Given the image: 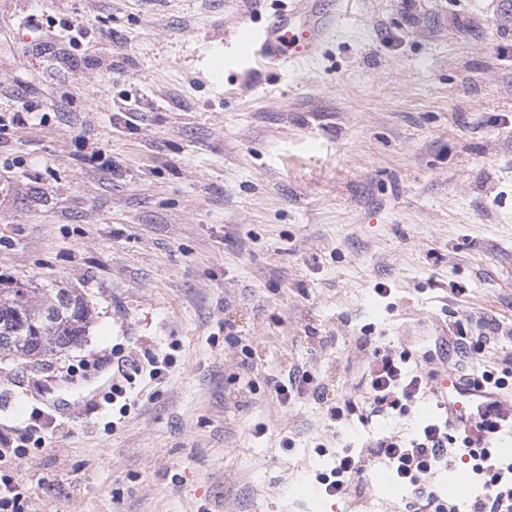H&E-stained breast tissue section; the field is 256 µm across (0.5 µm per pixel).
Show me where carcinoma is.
Segmentation results:
<instances>
[{
  "label": "carcinoma",
  "mask_w": 512,
  "mask_h": 512,
  "mask_svg": "<svg viewBox=\"0 0 512 512\" xmlns=\"http://www.w3.org/2000/svg\"><path fill=\"white\" fill-rule=\"evenodd\" d=\"M91 309L72 288L0 289V351L20 360L54 356L80 344Z\"/></svg>",
  "instance_id": "cac0c4a2"
}]
</instances>
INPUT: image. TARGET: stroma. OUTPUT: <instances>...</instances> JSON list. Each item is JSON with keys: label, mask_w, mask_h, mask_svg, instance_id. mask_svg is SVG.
<instances>
[{"label": "stroma", "mask_w": 512, "mask_h": 512, "mask_svg": "<svg viewBox=\"0 0 512 512\" xmlns=\"http://www.w3.org/2000/svg\"><path fill=\"white\" fill-rule=\"evenodd\" d=\"M291 4L0 0V114L40 116L0 132V288L94 312L49 362L0 352V435L42 412L28 512H403L384 465L317 481L434 412H372L369 364L512 354V0H342L314 58L249 61ZM118 343L174 353L123 418ZM294 365L321 393L283 404Z\"/></svg>", "instance_id": "1"}]
</instances>
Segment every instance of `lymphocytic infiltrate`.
I'll return each instance as SVG.
<instances>
[{"mask_svg": "<svg viewBox=\"0 0 512 512\" xmlns=\"http://www.w3.org/2000/svg\"><path fill=\"white\" fill-rule=\"evenodd\" d=\"M172 362L169 353L150 356L144 367L133 360H124L112 376L113 398L126 397V386L134 382L136 375L145 373L149 378H159ZM426 392L422 373L403 368L391 356H382L370 373L367 395L374 410L423 398ZM471 414L472 422L460 430L440 421L424 426L410 438L386 437L368 453L341 456L331 474L320 479L325 494L344 493L354 477L365 474L373 462L380 460L394 468L409 487L406 512H512V461L501 459L493 448L504 429L512 430V415L483 414L476 408ZM463 458L469 459L473 472L483 480L481 494L464 509L442 499L425 480L427 474Z\"/></svg>", "mask_w": 512, "mask_h": 512, "instance_id": "lymphocytic-infiltrate-1", "label": "lymphocytic infiltrate"}]
</instances>
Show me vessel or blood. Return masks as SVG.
Returning <instances> with one entry per match:
<instances>
[{
    "label": "vessel or blood",
    "mask_w": 512,
    "mask_h": 512,
    "mask_svg": "<svg viewBox=\"0 0 512 512\" xmlns=\"http://www.w3.org/2000/svg\"><path fill=\"white\" fill-rule=\"evenodd\" d=\"M294 12L303 15L301 25H294L289 15L282 14L266 27L264 32L246 28L240 31L239 40L247 54L273 64L294 65L315 56L331 29L332 10L328 0H295ZM439 407L448 411L453 426L468 424L464 401L478 404L480 410L492 409L496 395L484 387L468 382L452 384L443 379L438 387Z\"/></svg>",
    "instance_id": "b4317fda"
}]
</instances>
